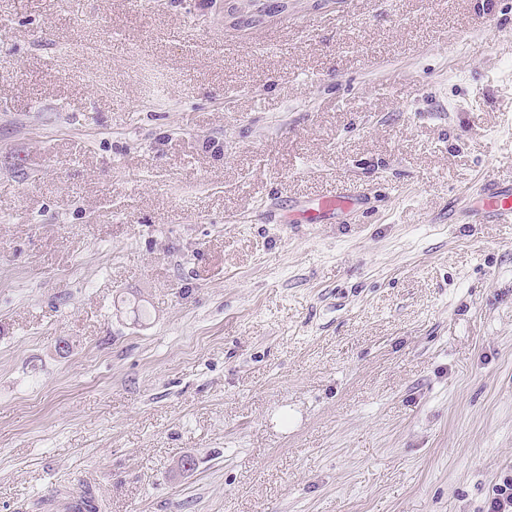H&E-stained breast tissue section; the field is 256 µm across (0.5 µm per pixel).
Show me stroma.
Here are the masks:
<instances>
[{
    "label": "stroma",
    "mask_w": 512,
    "mask_h": 512,
    "mask_svg": "<svg viewBox=\"0 0 512 512\" xmlns=\"http://www.w3.org/2000/svg\"><path fill=\"white\" fill-rule=\"evenodd\" d=\"M284 3L0 0V512H481L512 474V224L461 216L512 179V0ZM357 187H344L330 196L319 197L313 202L291 206L285 214L284 224H324L337 216L354 211L361 201Z\"/></svg>",
    "instance_id": "obj_1"
}]
</instances>
